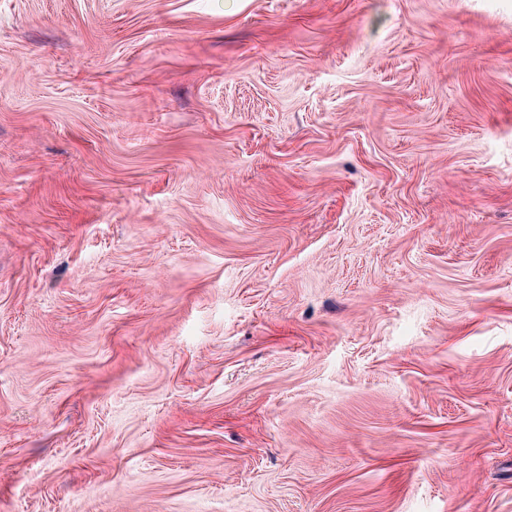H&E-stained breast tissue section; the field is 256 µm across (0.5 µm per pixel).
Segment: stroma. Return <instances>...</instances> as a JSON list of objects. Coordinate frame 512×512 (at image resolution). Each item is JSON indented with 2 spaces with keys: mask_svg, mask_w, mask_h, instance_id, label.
I'll return each instance as SVG.
<instances>
[{
  "mask_svg": "<svg viewBox=\"0 0 512 512\" xmlns=\"http://www.w3.org/2000/svg\"><path fill=\"white\" fill-rule=\"evenodd\" d=\"M0 512H512V0H0Z\"/></svg>",
  "mask_w": 512,
  "mask_h": 512,
  "instance_id": "35a3bbf8",
  "label": "stroma"
}]
</instances>
